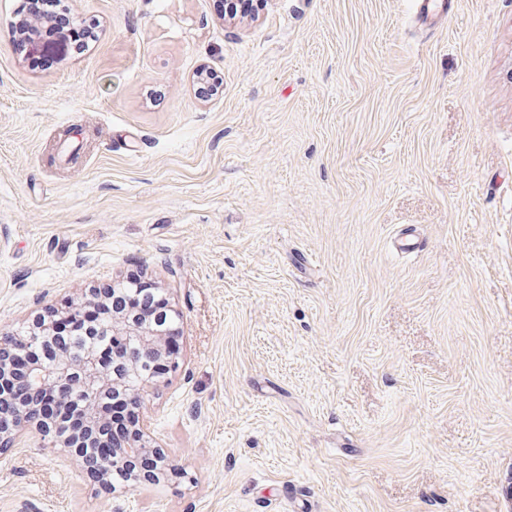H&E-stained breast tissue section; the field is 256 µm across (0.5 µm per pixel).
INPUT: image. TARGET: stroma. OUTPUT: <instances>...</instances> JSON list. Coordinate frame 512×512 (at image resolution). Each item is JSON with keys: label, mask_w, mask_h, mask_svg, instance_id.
Wrapping results in <instances>:
<instances>
[{"label": "stroma", "mask_w": 512, "mask_h": 512, "mask_svg": "<svg viewBox=\"0 0 512 512\" xmlns=\"http://www.w3.org/2000/svg\"><path fill=\"white\" fill-rule=\"evenodd\" d=\"M215 3L69 0L100 38L43 70L0 0V333L144 275L181 470L106 490L34 431L0 512H512V0ZM412 2H414V11L420 23L435 17L437 20L446 18L456 8V3L453 0H413Z\"/></svg>", "instance_id": "obj_1"}]
</instances>
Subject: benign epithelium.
<instances>
[{"instance_id": "7a95c632", "label": "benign epithelium", "mask_w": 512, "mask_h": 512, "mask_svg": "<svg viewBox=\"0 0 512 512\" xmlns=\"http://www.w3.org/2000/svg\"><path fill=\"white\" fill-rule=\"evenodd\" d=\"M95 303L96 298L86 294L69 303L64 313L71 318L79 317ZM176 318L177 313L170 305L166 306L164 316L154 322L143 320L131 307L113 310L112 335L122 336L126 341L134 340L137 348L132 353L114 354L110 359L102 357L91 347L75 355L72 353L71 342H57L51 324L39 327L32 324L7 341L0 338V377L15 351L29 347L42 350L45 358L33 363L24 379L29 390L55 402L67 399L74 390L79 391L84 398L81 414L94 426L98 422L100 405L105 397L120 396L144 408L145 396L153 386V379L143 380L140 389L134 392L130 390V377L138 374V366L145 363H152L160 369L175 366L176 357L170 354L166 337L176 332ZM11 417L8 425L0 420V450L14 447L26 431L34 427L53 433L56 447H69L67 436L62 430L48 428L40 420L29 416L25 409L13 408ZM138 429L136 440L123 448L112 449L100 459L99 478L107 479L113 472L125 469L127 461L144 456L153 458L159 475L176 473L164 451L150 444L144 422L138 423Z\"/></svg>"}]
</instances>
